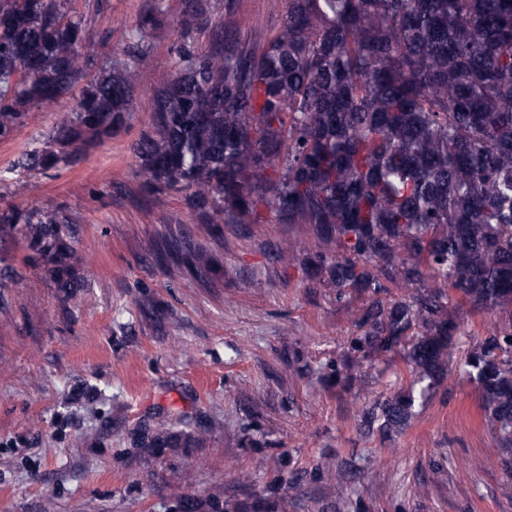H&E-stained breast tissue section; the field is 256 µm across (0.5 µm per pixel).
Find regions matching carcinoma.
I'll return each instance as SVG.
<instances>
[{
    "label": "carcinoma",
    "mask_w": 512,
    "mask_h": 512,
    "mask_svg": "<svg viewBox=\"0 0 512 512\" xmlns=\"http://www.w3.org/2000/svg\"><path fill=\"white\" fill-rule=\"evenodd\" d=\"M73 0H0V141L28 108L73 98L70 115L11 169L79 164L129 126L141 55L95 68L99 42ZM206 45L183 42L180 65L147 103L150 125L130 149L148 193L184 194L223 235L259 206L281 224H308L317 245L270 247L308 281L353 307L358 334L336 361L304 366L355 398L364 363L406 366L409 383L360 403L356 429L385 444L436 396L451 363L478 389L487 425L512 471V0H287L270 38L254 22L214 23L208 0H181ZM137 45L171 35L164 0L120 30ZM56 206L0 207V242L19 238L65 293L85 287ZM184 254L206 272L203 249ZM412 289L406 297L392 289ZM498 316L474 336L449 305ZM466 344L464 357L456 349ZM336 457V485L355 475ZM327 470L291 471L279 486Z\"/></svg>",
    "instance_id": "carcinoma-1"
}]
</instances>
